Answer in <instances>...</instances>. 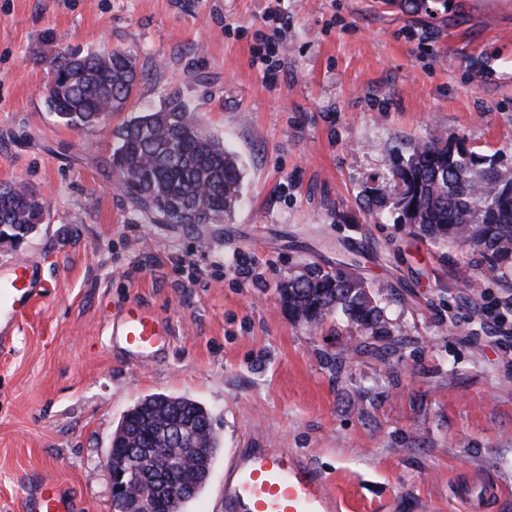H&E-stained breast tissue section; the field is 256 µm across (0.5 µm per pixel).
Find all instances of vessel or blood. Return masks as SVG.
Masks as SVG:
<instances>
[{
    "instance_id": "vessel-or-blood-1",
    "label": "vessel or blood",
    "mask_w": 512,
    "mask_h": 512,
    "mask_svg": "<svg viewBox=\"0 0 512 512\" xmlns=\"http://www.w3.org/2000/svg\"><path fill=\"white\" fill-rule=\"evenodd\" d=\"M35 263L0 279V330L19 322L41 297ZM168 324L141 303L129 302L107 327L112 349L139 364L158 361L170 344ZM225 512H343L328 478L298 455L277 448L237 449L224 471ZM21 512H75L56 481L44 478L20 498Z\"/></svg>"
}]
</instances>
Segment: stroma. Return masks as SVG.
<instances>
[{"instance_id":"stroma-1","label":"stroma","mask_w":512,"mask_h":512,"mask_svg":"<svg viewBox=\"0 0 512 512\" xmlns=\"http://www.w3.org/2000/svg\"><path fill=\"white\" fill-rule=\"evenodd\" d=\"M47 31L57 49L136 53L127 110L61 123L32 60ZM263 36L284 46L266 74ZM174 93L243 166L238 208L198 232L131 211L109 166L122 127ZM441 134L512 167V0H0V184L47 200L23 244L0 246V277L33 260L45 285L0 354V512L39 477L81 512H113L112 434L156 393L201 403L219 441L186 512H224L232 448L297 453L347 512H464L455 490L474 484L495 494L487 512H512V352L483 316L512 312V275L363 204L411 142ZM353 255L405 330L384 361L280 302L304 264ZM132 300L172 326L158 363L106 344V318ZM327 352L345 354L342 373Z\"/></svg>"}]
</instances>
